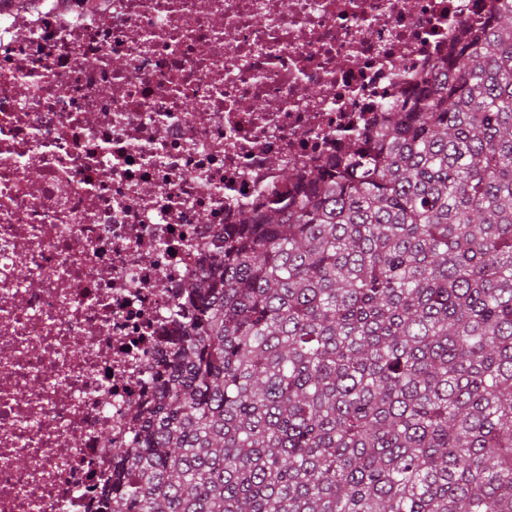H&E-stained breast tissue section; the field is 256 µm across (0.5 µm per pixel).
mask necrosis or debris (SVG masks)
Instances as JSON below:
<instances>
[{
  "label": "necrosis or debris",
  "instance_id": "1",
  "mask_svg": "<svg viewBox=\"0 0 512 512\" xmlns=\"http://www.w3.org/2000/svg\"><path fill=\"white\" fill-rule=\"evenodd\" d=\"M493 0H0V512H97L169 301Z\"/></svg>",
  "mask_w": 512,
  "mask_h": 512
}]
</instances>
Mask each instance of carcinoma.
I'll return each instance as SVG.
<instances>
[{"label":"carcinoma","mask_w":512,"mask_h":512,"mask_svg":"<svg viewBox=\"0 0 512 512\" xmlns=\"http://www.w3.org/2000/svg\"><path fill=\"white\" fill-rule=\"evenodd\" d=\"M214 233L102 512H512V0Z\"/></svg>","instance_id":"carcinoma-1"}]
</instances>
